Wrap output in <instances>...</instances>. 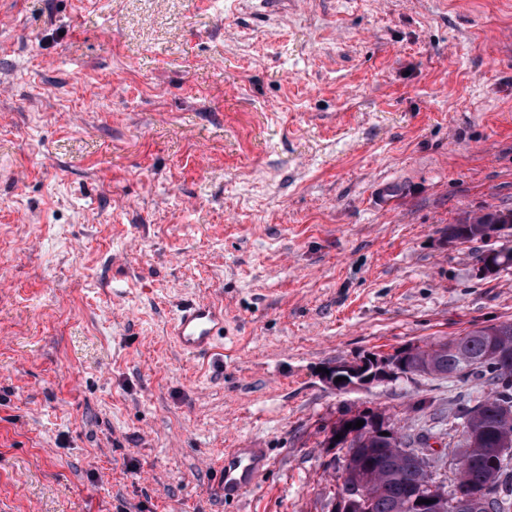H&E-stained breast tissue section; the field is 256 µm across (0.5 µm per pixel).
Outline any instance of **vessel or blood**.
<instances>
[{"mask_svg": "<svg viewBox=\"0 0 512 512\" xmlns=\"http://www.w3.org/2000/svg\"><path fill=\"white\" fill-rule=\"evenodd\" d=\"M224 333V305L216 300L187 299L180 302L170 334L186 354H209ZM269 456L263 448H228L209 468L216 496L224 501L241 500L265 475Z\"/></svg>", "mask_w": 512, "mask_h": 512, "instance_id": "obj_1", "label": "vessel or blood"}]
</instances>
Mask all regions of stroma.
<instances>
[{
  "mask_svg": "<svg viewBox=\"0 0 512 512\" xmlns=\"http://www.w3.org/2000/svg\"><path fill=\"white\" fill-rule=\"evenodd\" d=\"M0 81V512H332L365 407L453 479L478 381L323 370L512 320L447 235L512 210V0H0ZM224 335V305L219 300L186 299L177 305L170 336L186 354H209ZM224 338V337H223ZM269 456L264 448H228L208 467L215 495L220 500H241L265 475Z\"/></svg>",
  "mask_w": 512,
  "mask_h": 512,
  "instance_id": "1",
  "label": "stroma"
}]
</instances>
